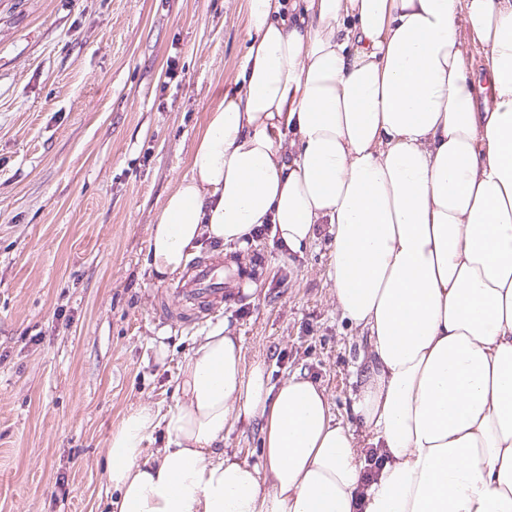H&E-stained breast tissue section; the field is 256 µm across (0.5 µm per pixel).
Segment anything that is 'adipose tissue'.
<instances>
[{
    "mask_svg": "<svg viewBox=\"0 0 512 512\" xmlns=\"http://www.w3.org/2000/svg\"><path fill=\"white\" fill-rule=\"evenodd\" d=\"M248 28L243 85L209 112L150 266L173 277L218 242L250 294L239 252L256 228L299 253L327 225V280L368 344L364 434L306 377L271 385L220 322L180 364L175 404L113 431L114 512H512V0H248ZM254 421L258 465L222 448ZM364 444L382 454L371 478Z\"/></svg>",
    "mask_w": 512,
    "mask_h": 512,
    "instance_id": "1",
    "label": "adipose tissue"
}]
</instances>
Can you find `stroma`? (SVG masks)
Masks as SVG:
<instances>
[{
  "label": "stroma",
  "instance_id": "1",
  "mask_svg": "<svg viewBox=\"0 0 512 512\" xmlns=\"http://www.w3.org/2000/svg\"><path fill=\"white\" fill-rule=\"evenodd\" d=\"M247 0H0V512H105L129 407L176 401L178 366L226 322L272 385L303 373L356 425L367 344L342 318L326 232L246 251L260 288L190 315L149 231L249 45ZM176 58L179 86L163 88Z\"/></svg>",
  "mask_w": 512,
  "mask_h": 512
}]
</instances>
